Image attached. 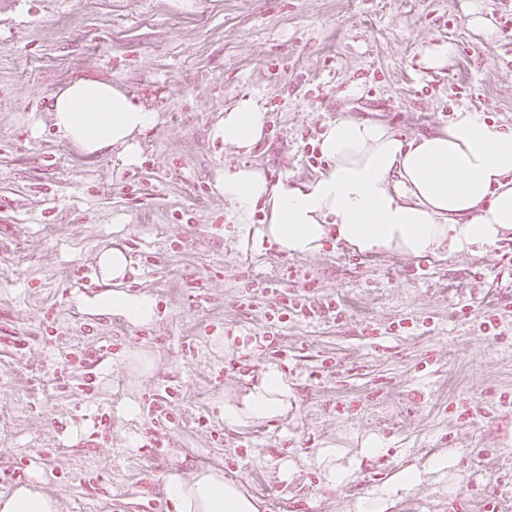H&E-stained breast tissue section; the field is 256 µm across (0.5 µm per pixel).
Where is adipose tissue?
I'll list each match as a JSON object with an SVG mask.
<instances>
[{
  "label": "adipose tissue",
  "mask_w": 512,
  "mask_h": 512,
  "mask_svg": "<svg viewBox=\"0 0 512 512\" xmlns=\"http://www.w3.org/2000/svg\"><path fill=\"white\" fill-rule=\"evenodd\" d=\"M158 122V113L125 89L78 80L54 94L46 117L31 116L30 132L41 136L50 125L85 156L112 152L134 164L140 136ZM265 127L264 110L245 96L225 108L211 137L247 154L263 140ZM317 147L329 166L307 180H273L248 166L218 173L216 186L229 206L240 251L258 253L270 244L291 256H309L332 239L363 256H481L512 237V128L486 121L481 111L455 110L447 126L410 138L379 121L340 116L326 124ZM97 268L103 289L81 298L85 309L139 326L157 321L152 296L123 288L132 270L124 246L102 249ZM292 397L287 376L266 365L252 385L225 394L224 423L242 428L280 418ZM352 441L349 448L325 443L312 457L328 488L347 486L363 460L388 448L376 432L354 434ZM459 465L458 449H442L356 499L347 512H387L425 475L454 478ZM160 491L172 512H260L257 498L210 465L171 470ZM0 512L61 510L46 490L31 484L0 494Z\"/></svg>",
  "instance_id": "ef3b65f1"
}]
</instances>
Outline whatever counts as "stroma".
<instances>
[{
    "label": "stroma",
    "instance_id": "35a3bbf8",
    "mask_svg": "<svg viewBox=\"0 0 512 512\" xmlns=\"http://www.w3.org/2000/svg\"><path fill=\"white\" fill-rule=\"evenodd\" d=\"M0 0V493L41 478L61 512H166L174 466L223 469L261 512H344L398 469L443 448L461 477L427 476L390 512H512V239L481 257H363L236 248L216 187L224 165L274 178L323 170L316 141L341 115L411 137L455 109L512 127V0ZM454 52L438 68L424 51ZM126 89L159 114L138 163L89 158L27 117L76 80ZM252 96L267 115L251 154L210 137ZM134 260L129 291L154 296L148 328L76 309L101 289L95 253ZM288 316L261 340L276 303ZM340 314H333L332 306ZM231 347H224V340ZM153 369L138 373L131 354ZM286 372V417L245 429L224 394L266 364ZM135 396L140 420L116 415ZM375 431L385 454L331 492L306 466L326 441ZM139 445L127 447L128 433ZM301 468L279 481L281 459ZM467 13L471 15L469 25L480 31L487 40L493 41L497 37V30L493 23L482 15L478 0L470 1Z\"/></svg>",
    "mask_w": 512,
    "mask_h": 512
}]
</instances>
